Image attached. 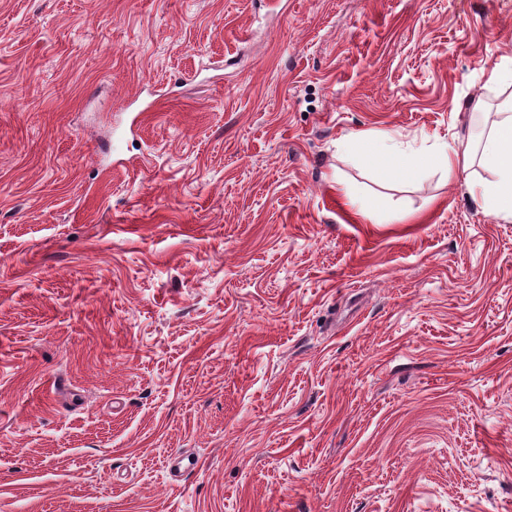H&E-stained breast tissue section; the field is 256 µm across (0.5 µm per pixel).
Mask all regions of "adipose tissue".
Segmentation results:
<instances>
[{"label": "adipose tissue", "mask_w": 512, "mask_h": 512, "mask_svg": "<svg viewBox=\"0 0 512 512\" xmlns=\"http://www.w3.org/2000/svg\"><path fill=\"white\" fill-rule=\"evenodd\" d=\"M364 146L373 163L393 166L404 181L429 173L441 172L447 180H455L468 173L474 165L489 170V181H469L471 193L477 196L489 214L512 221V113H496L490 130L481 142L480 152H473L470 144H442L434 154L408 153L394 134L381 133L365 139Z\"/></svg>", "instance_id": "ef3b65f1"}]
</instances>
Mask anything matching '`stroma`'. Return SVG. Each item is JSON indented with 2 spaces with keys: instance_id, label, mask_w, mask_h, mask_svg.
Wrapping results in <instances>:
<instances>
[{
  "instance_id": "stroma-1",
  "label": "stroma",
  "mask_w": 512,
  "mask_h": 512,
  "mask_svg": "<svg viewBox=\"0 0 512 512\" xmlns=\"http://www.w3.org/2000/svg\"><path fill=\"white\" fill-rule=\"evenodd\" d=\"M497 66L512 0H0V512H512V222L358 157Z\"/></svg>"
}]
</instances>
